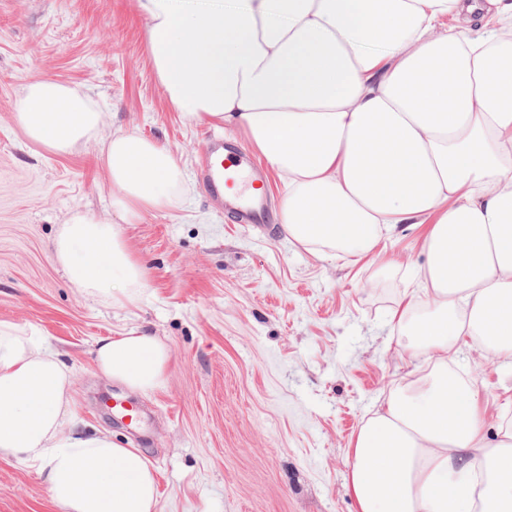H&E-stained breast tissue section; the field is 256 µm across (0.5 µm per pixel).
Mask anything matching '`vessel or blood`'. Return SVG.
I'll use <instances>...</instances> for the list:
<instances>
[{"label":"vessel or blood","instance_id":"obj_1","mask_svg":"<svg viewBox=\"0 0 512 512\" xmlns=\"http://www.w3.org/2000/svg\"><path fill=\"white\" fill-rule=\"evenodd\" d=\"M194 178L201 197L225 209L235 223H271L267 177L233 137L209 134Z\"/></svg>","mask_w":512,"mask_h":512}]
</instances>
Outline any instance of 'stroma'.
<instances>
[{
    "instance_id": "stroma-1",
    "label": "stroma",
    "mask_w": 512,
    "mask_h": 512,
    "mask_svg": "<svg viewBox=\"0 0 512 512\" xmlns=\"http://www.w3.org/2000/svg\"><path fill=\"white\" fill-rule=\"evenodd\" d=\"M50 74L105 114L96 138L57 154L26 135L23 86ZM209 121L165 98L135 0H0V325L47 341L72 368L83 428L139 449L156 512H358L353 443L392 392L429 374L395 312L421 307V229L381 238L355 261L288 238L280 224L228 223L200 196L193 166ZM169 149L185 189L124 227L146 270L134 303L71 285L54 243L74 215L116 219L101 159L109 133ZM171 351L163 386L131 391L95 368L98 339L130 330ZM448 367L470 382L487 435L512 426V362H486L465 339ZM142 410L140 427L110 403ZM0 512H61L38 472L0 458Z\"/></svg>"
}]
</instances>
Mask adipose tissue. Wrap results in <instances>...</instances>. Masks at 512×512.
<instances>
[{"label":"adipose tissue","instance_id":"obj_1","mask_svg":"<svg viewBox=\"0 0 512 512\" xmlns=\"http://www.w3.org/2000/svg\"><path fill=\"white\" fill-rule=\"evenodd\" d=\"M136 8L168 101L245 136L285 183L289 238L353 259L401 227L429 226L416 334L438 360L361 427L350 483L360 512H503L512 429L489 444L472 386L449 384L447 365L468 336L488 360L512 358V0ZM448 15L459 28L441 29ZM20 121L67 154L104 116L79 88L37 75L22 89ZM102 157L120 221L71 218L55 258L76 288L121 304L145 281L122 225L171 206L184 176L167 148L134 133H113ZM169 362L145 332L96 349L98 372L140 393L161 387ZM78 425L70 369L45 341L0 329V458L34 467L62 512H155L142 452Z\"/></svg>","mask_w":512,"mask_h":512}]
</instances>
